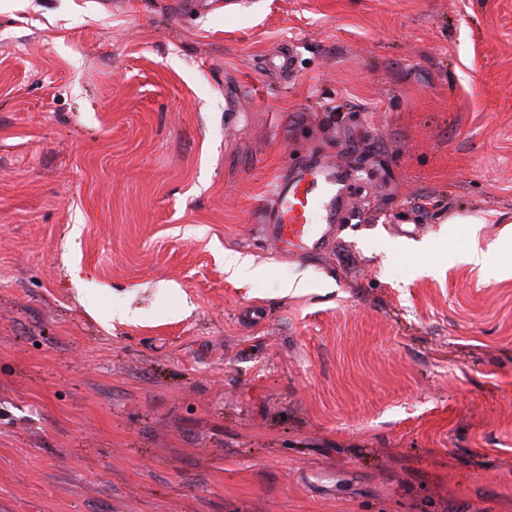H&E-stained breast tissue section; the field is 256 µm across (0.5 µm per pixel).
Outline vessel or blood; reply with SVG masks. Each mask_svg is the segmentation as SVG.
<instances>
[{"label":"vessel or blood","mask_w":512,"mask_h":512,"mask_svg":"<svg viewBox=\"0 0 512 512\" xmlns=\"http://www.w3.org/2000/svg\"><path fill=\"white\" fill-rule=\"evenodd\" d=\"M349 171L308 157L274 183L261 209V232L282 251L314 257L325 252L336 233Z\"/></svg>","instance_id":"1"}]
</instances>
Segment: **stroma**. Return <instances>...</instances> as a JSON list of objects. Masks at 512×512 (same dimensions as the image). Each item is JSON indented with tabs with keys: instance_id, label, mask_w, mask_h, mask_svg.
I'll return each mask as SVG.
<instances>
[{
	"instance_id": "obj_1",
	"label": "stroma",
	"mask_w": 512,
	"mask_h": 512,
	"mask_svg": "<svg viewBox=\"0 0 512 512\" xmlns=\"http://www.w3.org/2000/svg\"><path fill=\"white\" fill-rule=\"evenodd\" d=\"M0 512H512V0H0ZM348 179L343 166L305 157L275 181L261 209L260 231L289 254H322L336 233ZM224 272L228 274L230 279L248 280L257 276L262 270L253 268L247 256L228 251L224 254Z\"/></svg>"
}]
</instances>
